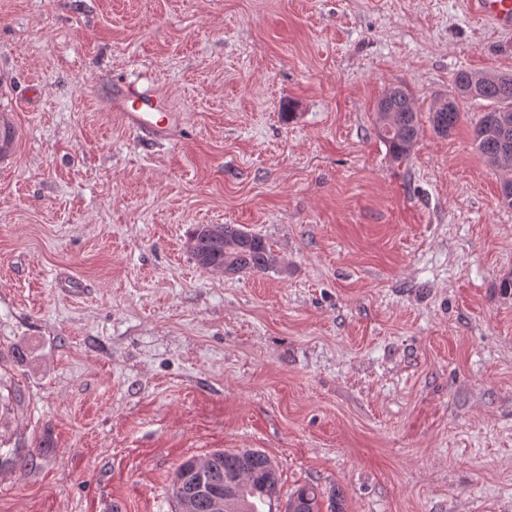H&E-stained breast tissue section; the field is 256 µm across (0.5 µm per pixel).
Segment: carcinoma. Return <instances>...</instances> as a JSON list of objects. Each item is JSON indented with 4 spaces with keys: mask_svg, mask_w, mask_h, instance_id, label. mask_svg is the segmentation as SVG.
<instances>
[{
    "mask_svg": "<svg viewBox=\"0 0 512 512\" xmlns=\"http://www.w3.org/2000/svg\"><path fill=\"white\" fill-rule=\"evenodd\" d=\"M486 102L473 122L476 149L492 164L512 168V74L493 71L460 70L452 90L433 99L429 121L434 133L446 137L465 117L468 101ZM375 127L379 138L396 161L405 159L415 145L420 131L417 112L410 94L400 86H392L376 105ZM187 251L196 263L207 270L236 274L244 270L265 272L277 264V256L268 242L234 224H197L187 237ZM205 478L210 487L224 491V479L242 469L248 481L239 492L242 512H261L260 506L278 499L280 474L263 451L243 452L218 450L206 457ZM199 473L194 459L183 462L176 471L173 495L181 487L193 483ZM287 505L293 512H322L321 493L312 485H303L289 496Z\"/></svg>",
    "mask_w": 512,
    "mask_h": 512,
    "instance_id": "cac0c4a2",
    "label": "carcinoma"
}]
</instances>
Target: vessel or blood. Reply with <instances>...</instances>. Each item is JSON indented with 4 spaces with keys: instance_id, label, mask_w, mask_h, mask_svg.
I'll list each match as a JSON object with an SVG mask.
<instances>
[{
    "instance_id": "obj_1",
    "label": "vessel or blood",
    "mask_w": 512,
    "mask_h": 512,
    "mask_svg": "<svg viewBox=\"0 0 512 512\" xmlns=\"http://www.w3.org/2000/svg\"><path fill=\"white\" fill-rule=\"evenodd\" d=\"M474 6L497 27H512V0H474ZM108 108L119 113L130 130L146 131L157 138L166 137L170 125L182 120L181 114L168 110L154 92L118 79L110 84Z\"/></svg>"
}]
</instances>
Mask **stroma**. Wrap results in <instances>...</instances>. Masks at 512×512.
I'll return each instance as SVG.
<instances>
[{
	"label": "stroma",
	"mask_w": 512,
	"mask_h": 512,
	"mask_svg": "<svg viewBox=\"0 0 512 512\" xmlns=\"http://www.w3.org/2000/svg\"><path fill=\"white\" fill-rule=\"evenodd\" d=\"M463 69L512 73L470 0H0V512H176L241 448L345 512H512V208L428 114ZM116 77L181 127L129 130ZM198 224L277 267L200 268ZM375 112L377 134L391 157L396 161L405 159L415 145L420 131L410 94L400 86L388 88L379 99Z\"/></svg>",
	"instance_id": "obj_1"
}]
</instances>
